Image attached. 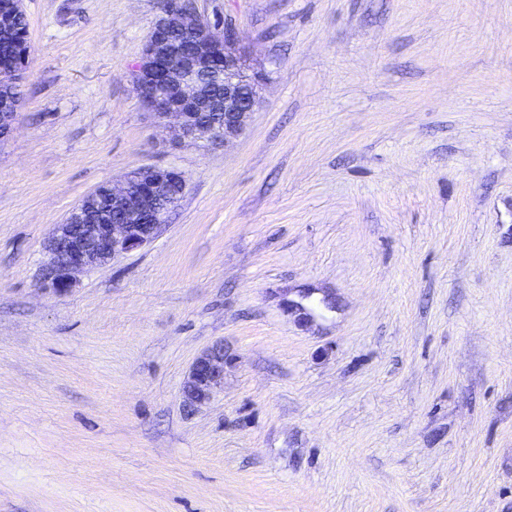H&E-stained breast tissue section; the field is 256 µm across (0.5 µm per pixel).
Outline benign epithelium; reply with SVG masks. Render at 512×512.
<instances>
[{"label":"benign epithelium","instance_id":"7a95c632","mask_svg":"<svg viewBox=\"0 0 512 512\" xmlns=\"http://www.w3.org/2000/svg\"><path fill=\"white\" fill-rule=\"evenodd\" d=\"M18 3L0 9V34L13 28ZM239 34L217 26L194 0H164L144 41L136 70L143 105L179 139L227 145L241 135L258 104L263 76L249 71ZM19 100L0 99V137L15 128ZM183 175L173 168L145 167L106 183L81 199L47 240L42 289L69 292L79 274L151 244L181 202ZM224 343L204 350L182 385L184 406L197 410L224 388Z\"/></svg>","mask_w":512,"mask_h":512}]
</instances>
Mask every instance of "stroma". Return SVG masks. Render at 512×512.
I'll return each mask as SVG.
<instances>
[{"label":"stroma","instance_id":"stroma-1","mask_svg":"<svg viewBox=\"0 0 512 512\" xmlns=\"http://www.w3.org/2000/svg\"><path fill=\"white\" fill-rule=\"evenodd\" d=\"M196 3L264 76L226 147L141 102L162 0H21L0 512H512V0ZM145 166L186 181L160 236L42 292L53 225ZM227 364L228 357L222 342L202 350L191 364L182 385L184 406L197 410L208 404L224 388V370Z\"/></svg>","mask_w":512,"mask_h":512}]
</instances>
